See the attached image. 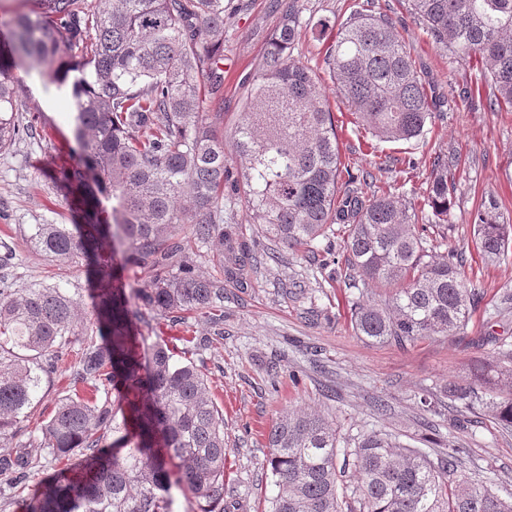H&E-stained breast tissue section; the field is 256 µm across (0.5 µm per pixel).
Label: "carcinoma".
<instances>
[{
  "mask_svg": "<svg viewBox=\"0 0 512 512\" xmlns=\"http://www.w3.org/2000/svg\"><path fill=\"white\" fill-rule=\"evenodd\" d=\"M433 44L458 61L482 64L488 108H512V0H408ZM225 0H37L6 21L0 49V151L33 131L24 122L13 73L18 61L43 67L44 84L70 87L80 153L55 180L68 185L83 224H30L24 245L51 261L92 260L109 282L93 319L81 289L0 284V438L27 421L51 374L75 356L71 393L39 426L38 447L63 465L54 485L25 499V512H171L172 489L224 512V414L207 379L178 362L162 340L136 335L132 307L164 318L218 311L224 304V183L246 217L275 244L311 246L348 227L342 260L358 274L349 287L356 335L404 346L466 329L476 288L463 255L448 246V156L431 161L424 203L380 187L358 195L342 170L326 82L356 123L382 141L423 136L439 102L392 20L356 5L328 44L318 76L290 50L303 25L299 0L277 3L279 21L232 134L236 177L224 139L203 111L224 84ZM190 235L179 236L183 226ZM479 257L512 249V225L492 201L474 218ZM215 251L212 277L195 271L193 247ZM147 268L148 288H125L114 256ZM375 289L364 298L359 285ZM101 341H96V338ZM512 349L469 380L444 390L512 428ZM112 432V452L103 439ZM276 493L269 512H512V499L483 480L457 483V450L434 455L371 430L352 447L318 413L281 416L267 436ZM342 465H337L338 458ZM27 454L0 459V476L25 481ZM351 479L341 480L345 469Z\"/></svg>",
  "mask_w": 512,
  "mask_h": 512,
  "instance_id": "carcinoma-1",
  "label": "carcinoma"
}]
</instances>
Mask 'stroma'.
Returning a JSON list of instances; mask_svg holds the SVG:
<instances>
[{
	"mask_svg": "<svg viewBox=\"0 0 512 512\" xmlns=\"http://www.w3.org/2000/svg\"><path fill=\"white\" fill-rule=\"evenodd\" d=\"M224 17V114L218 131L231 134L241 103L256 74L266 44L276 29L274 0H242ZM304 18L327 22L324 34L302 29L292 55L320 72L328 42L354 8L355 0H301ZM375 10L395 22L407 50L426 78V87L444 105L426 135L408 141L376 142L352 125L339 129L341 160L362 196L373 186L363 175L375 155L395 157L382 183L403 188L410 203L427 194L429 158L456 159L448 173V246L464 252L466 270L479 292L465 334L426 338L401 348L372 344L355 336L346 298L345 266L325 265V241L300 250H275L261 227L246 221L244 204L225 208L224 221L237 227L248 260L242 275L224 277V318L209 315L162 319L141 312L136 331L166 340L175 354L203 372L224 414V512H260L272 494L267 466V434L283 413L311 408L333 420L350 439L376 429L404 444L438 450L459 449V476L491 481L498 494L512 497V429L482 411L451 403L443 390L470 375L477 360L494 359L497 346L512 344V305L489 315L492 304L512 294V254L483 266L472 249L473 216L487 200L512 222V112L489 111L487 89L475 63H461L436 48L408 0H374ZM18 96L39 112L37 138H21L0 152V241L12 243L15 258L0 267V277L16 289L61 283L82 288L85 309H92L100 286L85 265L61 264L28 250L21 240L27 224H79L83 217L68 190L53 173L75 159V107L70 97L48 88L37 69L14 71ZM471 103L457 101L460 89ZM67 375H53L41 402L28 413L22 430L0 442V458L27 447L33 468L22 486L0 479V512H24L22 501L49 487L56 467L38 446L36 429L66 393ZM434 396V410L420 402Z\"/></svg>",
	"mask_w": 512,
	"mask_h": 512,
	"instance_id": "stroma-1",
	"label": "stroma"
}]
</instances>
